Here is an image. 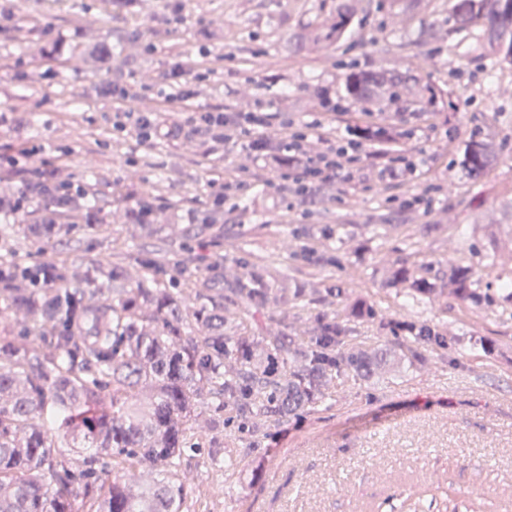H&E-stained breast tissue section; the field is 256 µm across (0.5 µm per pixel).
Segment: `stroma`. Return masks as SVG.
<instances>
[{
    "instance_id": "35a3bbf8",
    "label": "stroma",
    "mask_w": 512,
    "mask_h": 512,
    "mask_svg": "<svg viewBox=\"0 0 512 512\" xmlns=\"http://www.w3.org/2000/svg\"><path fill=\"white\" fill-rule=\"evenodd\" d=\"M338 0H137L133 12L110 0H0V193L26 194V221L41 203L38 175L83 191L108 232L64 230L54 252L84 277L113 246L134 257L161 254L179 280L229 288L254 255L268 257L288 287L306 284L304 257L318 242L325 263L319 293L301 320L291 302L224 304V325L247 331L255 362L268 368L270 337L307 335L318 317L342 315L362 297L376 309L359 324L378 365L372 375L332 378L328 401L269 426L222 424L199 406L200 436L237 463L233 476L210 469L208 449L184 466L204 493L190 512H401L431 487L430 512L483 496L491 512H512V314L462 306L439 294L420 302L385 292L386 273L417 259L440 282L449 265L480 266L490 240L512 228V72L491 68L480 30L449 33L448 0L410 10L357 0L351 35L316 50L294 36L336 11ZM407 78L397 98L356 103L350 68ZM433 104L412 105L423 86ZM117 112L156 115L166 124L191 112H263V145L313 127L324 148L357 127L407 129L406 137L362 146V171L348 184L321 183L304 197L268 194L274 174L258 150L207 143L191 130L151 139L113 130ZM493 131L496 162L477 179L465 158L475 135ZM414 161L406 183L381 179L392 158ZM240 176L242 199L214 187ZM148 208L152 232L136 218ZM416 318L447 323L455 336L444 359L410 364L389 327ZM494 341L485 356L480 337Z\"/></svg>"
}]
</instances>
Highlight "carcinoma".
Masks as SVG:
<instances>
[{
	"label": "carcinoma",
	"instance_id": "1",
	"mask_svg": "<svg viewBox=\"0 0 512 512\" xmlns=\"http://www.w3.org/2000/svg\"><path fill=\"white\" fill-rule=\"evenodd\" d=\"M453 31L479 27L495 63L512 65V0H452ZM353 0L301 36L315 49L346 38ZM405 78L392 72L352 70L347 95L370 101ZM497 143L485 136L469 153L476 178L496 160ZM42 210L32 224H3L7 241L20 232L40 246L54 241L63 220L88 216L83 199L43 185ZM497 243L481 267L452 266L448 297L486 306H512V278L498 296L481 291L483 271L494 266ZM93 260L84 282L54 255L33 266L0 251V512H184L192 481L183 467L193 442L195 410L256 417L264 424L325 403L332 372L368 371L369 337L351 336L338 317L323 316L309 340L274 336L270 354L289 364L288 378L272 380L253 364L250 337L224 330V293L172 288L158 257L136 258L146 270L133 284L123 260ZM431 266L401 265L392 282L412 298L436 291ZM280 281L252 263L236 288L239 297L267 303ZM21 311L25 318L13 314ZM394 344L417 362L443 359L451 337L440 324L398 321Z\"/></svg>",
	"mask_w": 512,
	"mask_h": 512
}]
</instances>
